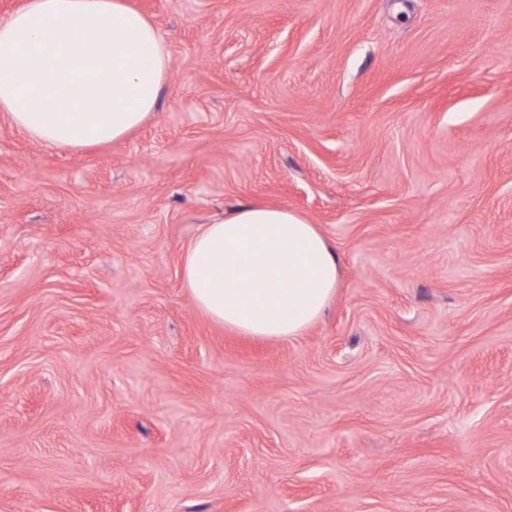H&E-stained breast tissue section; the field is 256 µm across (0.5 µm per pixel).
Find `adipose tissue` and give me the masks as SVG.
I'll list each match as a JSON object with an SVG mask.
<instances>
[{
	"label": "adipose tissue",
	"instance_id": "ef3b65f1",
	"mask_svg": "<svg viewBox=\"0 0 512 512\" xmlns=\"http://www.w3.org/2000/svg\"><path fill=\"white\" fill-rule=\"evenodd\" d=\"M168 69L162 34L126 0H24L0 17V116L52 150L125 138L156 112ZM244 263L248 288L232 276ZM338 265L305 218L250 204L203 228L187 248L182 277L215 323L286 339L321 317Z\"/></svg>",
	"mask_w": 512,
	"mask_h": 512
}]
</instances>
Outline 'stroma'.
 I'll return each mask as SVG.
<instances>
[{
	"mask_svg": "<svg viewBox=\"0 0 512 512\" xmlns=\"http://www.w3.org/2000/svg\"><path fill=\"white\" fill-rule=\"evenodd\" d=\"M127 2L143 127L0 117V512H512V0ZM252 203L339 257L302 335L183 284Z\"/></svg>",
	"mask_w": 512,
	"mask_h": 512,
	"instance_id": "35a3bbf8",
	"label": "stroma"
}]
</instances>
